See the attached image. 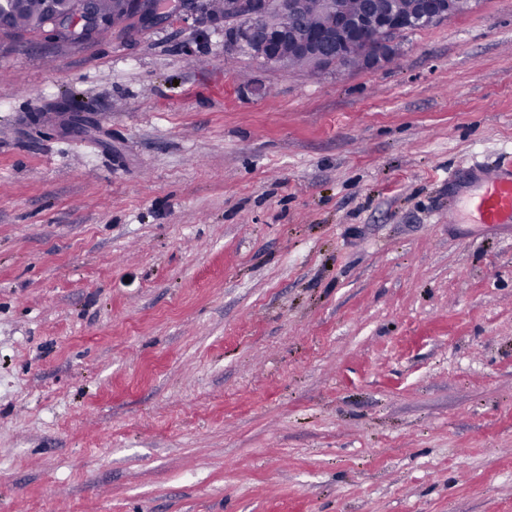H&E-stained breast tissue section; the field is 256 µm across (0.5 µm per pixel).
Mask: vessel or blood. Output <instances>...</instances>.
<instances>
[{
  "label": "vessel or blood",
  "mask_w": 512,
  "mask_h": 512,
  "mask_svg": "<svg viewBox=\"0 0 512 512\" xmlns=\"http://www.w3.org/2000/svg\"><path fill=\"white\" fill-rule=\"evenodd\" d=\"M473 178L481 186L472 197V206L484 224L512 223V169H487L475 166Z\"/></svg>",
  "instance_id": "b4317fda"
}]
</instances>
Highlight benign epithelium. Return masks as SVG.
<instances>
[{"mask_svg": "<svg viewBox=\"0 0 512 512\" xmlns=\"http://www.w3.org/2000/svg\"><path fill=\"white\" fill-rule=\"evenodd\" d=\"M346 0H321L327 18L343 25L338 49L346 64L376 69L391 63L397 53L396 37L419 25L432 24L456 14L455 0H414L415 10L401 12L395 0H381L379 9L366 17L350 15ZM228 11L242 22L239 37L250 46L252 55L264 63L289 67L295 57L319 71L331 65L336 53L326 46L327 36L311 33L291 38L284 32L281 15L292 9L293 0H280V8L269 9L267 0H227ZM41 14L42 29L53 32L66 45L78 46L98 39L108 22L97 10L96 0H74L70 13H60L52 0H0V40L16 41L23 35L16 32L10 19L18 8ZM198 0H129L126 23L115 28L121 39L154 27L174 16L195 14Z\"/></svg>", "mask_w": 512, "mask_h": 512, "instance_id": "obj_1", "label": "benign epithelium"}]
</instances>
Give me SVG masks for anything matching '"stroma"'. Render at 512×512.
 Listing matches in <instances>:
<instances>
[{
  "mask_svg": "<svg viewBox=\"0 0 512 512\" xmlns=\"http://www.w3.org/2000/svg\"><path fill=\"white\" fill-rule=\"evenodd\" d=\"M397 48L0 45V512H512V0ZM472 177L482 184L472 196L480 223H512V168L491 170L478 165L472 169Z\"/></svg>",
  "mask_w": 512,
  "mask_h": 512,
  "instance_id": "obj_1",
  "label": "stroma"
}]
</instances>
